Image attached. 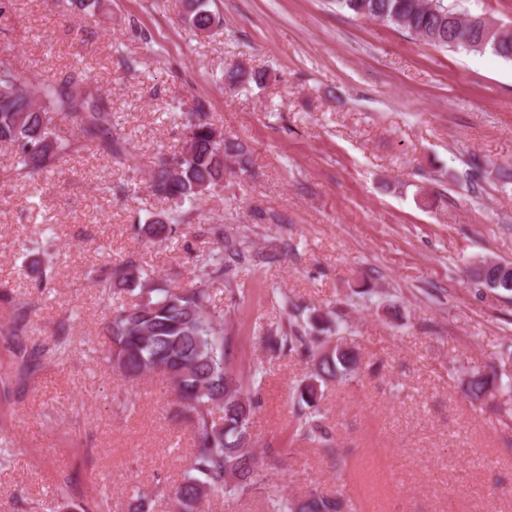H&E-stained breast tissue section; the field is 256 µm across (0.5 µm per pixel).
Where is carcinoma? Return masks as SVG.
<instances>
[{"label": "carcinoma", "mask_w": 512, "mask_h": 512, "mask_svg": "<svg viewBox=\"0 0 512 512\" xmlns=\"http://www.w3.org/2000/svg\"><path fill=\"white\" fill-rule=\"evenodd\" d=\"M356 18L377 21L426 45L441 50L486 52L512 61V28L483 14H472L452 0H332ZM187 13L195 28L210 30L215 19L205 0H188ZM194 120L187 123L189 147L162 157L153 171L152 187L166 199L196 202L224 180L225 162L241 169L249 164L248 146L227 141L197 104ZM0 144L15 148L17 174L33 177L65 161L86 147L119 157L124 143L112 137V113L103 97L75 66L62 77L40 82L20 72L9 45L0 46ZM179 214L159 216L139 227L151 242L168 239L178 230ZM211 232L220 246L197 259L203 275L222 280L253 261L276 259L270 253L248 250L224 237V225ZM473 276L481 284L512 292V264L482 261ZM97 282L102 292L121 289L136 296L115 310L104 323L109 341L105 360L123 378L148 375L170 382L182 414L194 430L196 448L182 481L169 490L176 512H201L214 497L247 496L265 486L268 512H342L337 497L314 490L290 498L268 482L267 472L278 468L287 449H270L257 456L253 450L252 420L259 408L256 383L263 374L258 364L248 378L235 368L231 339L220 320L210 313L212 295L204 283L191 288L156 281L137 259L127 258ZM323 318L288 320V329H273L265 342L270 350L297 351L313 362V373L294 388L295 436L305 444L333 451V435L324 423L321 385L346 382L360 369L358 348L344 343L330 355L322 354L326 339ZM14 379L33 372L35 354L12 348ZM512 388L491 367L469 375L466 395L482 402L496 391Z\"/></svg>", "instance_id": "cac0c4a2"}]
</instances>
